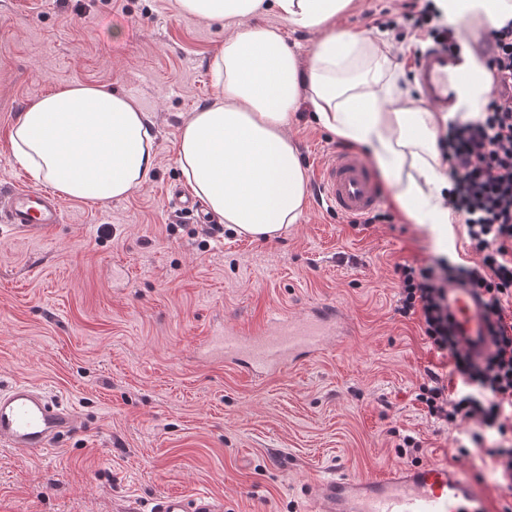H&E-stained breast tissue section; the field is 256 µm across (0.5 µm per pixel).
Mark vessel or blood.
Returning <instances> with one entry per match:
<instances>
[{"mask_svg":"<svg viewBox=\"0 0 512 512\" xmlns=\"http://www.w3.org/2000/svg\"><path fill=\"white\" fill-rule=\"evenodd\" d=\"M415 78L425 104L449 112L466 89L469 72L462 51L448 45L426 52ZM316 184L320 196L348 218L364 217L382 201L371 164L355 151H337L319 170ZM61 219L62 204L49 191L15 186L0 195V222L13 232L46 236ZM448 310L461 342L473 353H486L487 322L474 289L449 287ZM343 331L339 309L319 303L301 318L281 315L247 330L225 324L218 342L225 362L259 375L312 358ZM79 428L76 412L34 386L18 384L0 393L1 446L46 450ZM312 502L313 512H491L489 497L479 484L461 478L452 466L431 463L398 467L376 476L321 478L313 486ZM153 512H223V506L207 496L189 499L168 494L157 500Z\"/></svg>","mask_w":512,"mask_h":512,"instance_id":"vessel-or-blood-1","label":"vessel or blood"}]
</instances>
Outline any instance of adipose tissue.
I'll list each match as a JSON object with an SVG mask.
<instances>
[{
	"label": "adipose tissue",
	"mask_w": 512,
	"mask_h": 512,
	"mask_svg": "<svg viewBox=\"0 0 512 512\" xmlns=\"http://www.w3.org/2000/svg\"><path fill=\"white\" fill-rule=\"evenodd\" d=\"M352 0H176L179 13L236 26L210 68L214 98L180 129L177 162L193 193L236 235L267 240L297 223L307 176L288 127L301 101L318 123L366 148L391 181L396 203L448 246L455 217L446 204L436 131L442 120L399 85L388 56L368 36L326 26ZM451 22L501 27L512 0H436ZM272 12L281 26H246ZM320 32L300 66L282 25ZM18 161L59 194L99 202L148 182L155 137L136 102L104 86L72 83L31 102L11 135Z\"/></svg>",
	"instance_id": "obj_1"
}]
</instances>
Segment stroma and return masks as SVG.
I'll list each match as a JSON object with an SVG mask.
<instances>
[{"label":"stroma","instance_id":"1","mask_svg":"<svg viewBox=\"0 0 512 512\" xmlns=\"http://www.w3.org/2000/svg\"><path fill=\"white\" fill-rule=\"evenodd\" d=\"M402 0H352L336 29L368 34L404 72L414 38L379 30ZM227 28L179 14L175 0H0V192L33 185L13 154L20 112L82 82L133 98L155 134L149 182L127 197H62L45 241L0 229V391L33 384L76 410L81 428L44 453L0 447V512H150L166 494L211 495L224 512H309L312 483L401 465L453 464L512 512L483 449L452 456L464 421L434 423L418 394L440 366L416 321L397 311L396 264L438 256L428 229L398 210L351 225L314 182L336 136L300 106L289 127L307 177L297 224L257 242L218 218L182 219L176 143L215 93L210 63ZM335 304L346 333L314 358L249 376L211 345L244 326ZM419 440L402 447L403 436Z\"/></svg>","mask_w":512,"mask_h":512}]
</instances>
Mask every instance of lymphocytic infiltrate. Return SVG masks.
Instances as JSON below:
<instances>
[{
    "mask_svg": "<svg viewBox=\"0 0 512 512\" xmlns=\"http://www.w3.org/2000/svg\"><path fill=\"white\" fill-rule=\"evenodd\" d=\"M404 18L419 44L456 37L434 0H407ZM483 53L491 90L480 116L466 122L449 119L438 135V149L448 176V206L463 224L479 260L453 265L438 257L396 264L398 313L417 317L431 350L448 360L447 375L428 371L429 385L420 400L431 418L445 423L474 421L479 431L459 444L485 448L499 489L512 495V20L491 30ZM458 284L478 289L488 323L490 349L476 355L458 340L448 313L446 291Z\"/></svg>",
    "mask_w": 512,
    "mask_h": 512,
    "instance_id": "f902f5d3",
    "label": "lymphocytic infiltrate"
}]
</instances>
